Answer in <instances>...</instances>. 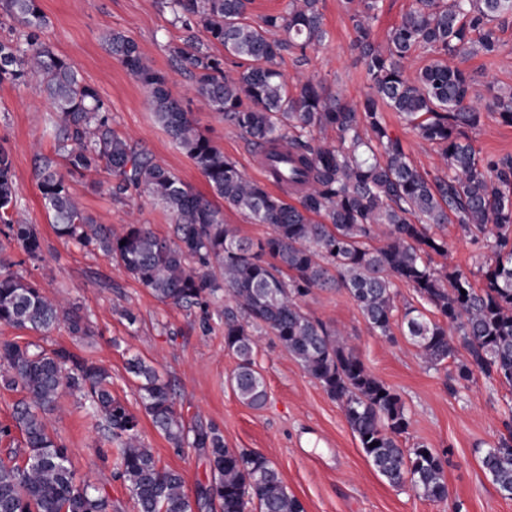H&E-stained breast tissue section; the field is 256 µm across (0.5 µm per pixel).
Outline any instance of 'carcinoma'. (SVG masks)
Segmentation results:
<instances>
[{"label":"carcinoma","instance_id":"obj_1","mask_svg":"<svg viewBox=\"0 0 512 512\" xmlns=\"http://www.w3.org/2000/svg\"><path fill=\"white\" fill-rule=\"evenodd\" d=\"M360 2L350 16V49L373 94L355 107L310 78L292 93L279 70L282 51L299 52L303 62L308 49L325 41L320 0H288L284 11L257 21L248 16L250 0H161L175 21L205 36L169 49L199 100L258 151L280 141L294 149L295 166L274 161L268 169L274 183L309 185L294 204L247 178L199 130L170 91L167 74L120 32L104 35L112 55L146 91L156 120L224 207L112 128V110L98 89L41 38L47 19L38 0H0V17L20 26L19 37L0 39V83H36L52 101L54 154L38 152L34 160L38 190L59 237L100 251L164 304L204 307L224 292L230 302L224 347L237 360L231 382L242 403L259 408L267 398L253 339V331L264 327L341 404L381 476L442 501L448 491L439 454L426 446L406 452L399 444L409 427L400 396L368 371L339 332L309 317L300 299L314 289H344L378 335L390 337L396 323L405 325L426 364L441 366L461 347L468 359L457 363L458 379L469 381L477 371L512 387V155H484L475 147L467 130L481 123L482 113L470 104L480 92L468 72L448 66L450 56L501 54L499 32L512 17V0H412L384 48L372 33L380 0ZM276 31L287 39L272 38ZM415 52L423 64L411 75L407 63ZM230 58L239 60L235 71L225 68ZM487 99L488 109L512 125V92L489 86ZM384 106L438 149L447 172L430 178L408 160L383 120ZM329 128L338 134L334 145L321 141ZM60 164L71 176L105 171L117 199L136 194L160 203L172 236H158L149 224H126L117 232L95 223L77 208ZM17 203L12 161L0 147V233L39 260L41 232L14 217ZM225 207L271 232L255 243L241 239L234 225L224 223ZM448 223L486 242L491 257L479 268L482 287L460 269L432 265V256L448 254V241L431 229ZM377 239L381 244H374ZM11 266L0 258V324L91 335L79 308L44 294ZM399 282L422 301V308L408 306L400 317ZM127 369L139 381L145 414L173 451L191 448L208 462L211 480L198 487L199 508L305 512L267 458L227 447L214 425H187L170 384L153 365L134 355ZM0 370L7 386L25 393L13 413L24 441L22 460L0 459V512H112L99 488L77 480L66 446L49 430V415L65 393L89 403L110 444L98 454L113 459V476L127 487L136 512H191L182 473L161 466L140 441V417L112 396V375L104 366L65 347L0 338ZM482 464L511 498L512 430L485 452Z\"/></svg>","mask_w":512,"mask_h":512}]
</instances>
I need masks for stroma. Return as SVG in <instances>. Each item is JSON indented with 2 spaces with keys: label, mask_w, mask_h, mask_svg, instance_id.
<instances>
[{
  "label": "stroma",
  "mask_w": 512,
  "mask_h": 512,
  "mask_svg": "<svg viewBox=\"0 0 512 512\" xmlns=\"http://www.w3.org/2000/svg\"><path fill=\"white\" fill-rule=\"evenodd\" d=\"M39 6L48 21L43 40L98 88L111 105L113 128L136 149L197 192L209 194L204 177L157 123L144 89L104 43L103 36L110 31L134 39L167 73L172 94L202 132L247 177L266 182V173L255 164L254 148L202 105L189 76L172 61L170 46L183 43L189 33L174 22L160 0H39ZM321 11L326 40L308 50L304 65L297 63L295 52H284L280 69L288 83L302 74L347 102L360 104L370 86L362 64L349 52L353 30L345 0H322ZM501 38L507 49L496 63L476 54L450 59V66L474 75L479 85L512 88V19L505 23ZM473 103L484 111L481 125L471 133L476 146L486 154H512V126L486 112L485 99L477 97ZM52 116L50 100L37 87L0 84V148L12 159L19 218L38 225L44 239L41 260L24 259L16 244L1 235L0 254L16 262L17 272L37 282L46 294L80 307L92 333L75 338L62 328L41 335L0 325V337L17 336L48 348L63 345L106 366L113 395L141 415L144 444L161 465L183 473L188 497H195L198 486L208 483L209 467L193 450L175 454L151 420L143 417L138 383L126 370L132 355L153 362L171 382L176 409L186 422L214 424L228 447L269 459L305 512H512V499L499 493L481 464L484 451L512 429V388L480 374L468 382L457 381L452 361L436 369L427 367L405 330L397 326L392 337L377 335L345 290H313L301 305L311 318L340 330L368 370L399 394L410 421L400 445H424L439 453L447 499H427L382 477L352 433L341 405L271 333L258 334L255 353L267 400L259 408L241 403L231 384L237 361L224 347V298L213 299L204 310L160 303L99 251L56 235L36 185L32 150L38 144L44 154H52ZM383 116L413 165L433 177L442 174L445 166L433 146L419 139L397 113L387 109ZM108 181L102 171L70 178L72 197L85 215L115 227L134 218L152 225L159 235H170V216L162 205L144 196L115 199ZM440 234L448 241V254L434 257V265L473 272L486 261L488 250L462 237L456 225H445ZM124 308L131 310L133 320L121 316ZM51 428L68 449L77 477L90 478L104 489L112 512H133L126 486L112 476L111 462L96 454L102 433L80 395L60 398Z\"/></svg>",
  "instance_id": "35a3bbf8"
}]
</instances>
